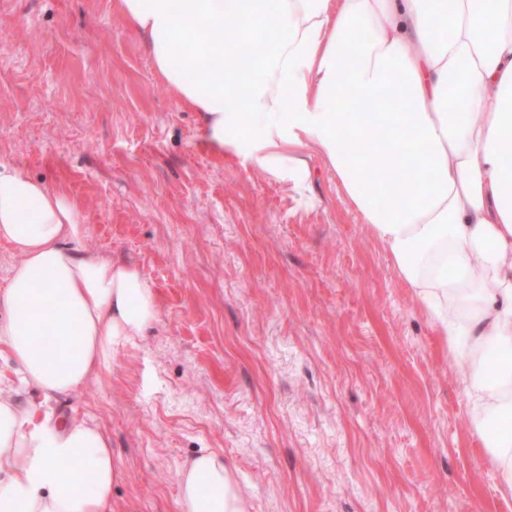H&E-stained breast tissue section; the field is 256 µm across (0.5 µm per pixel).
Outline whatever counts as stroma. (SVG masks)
Masks as SVG:
<instances>
[{
	"label": "stroma",
	"instance_id": "obj_1",
	"mask_svg": "<svg viewBox=\"0 0 512 512\" xmlns=\"http://www.w3.org/2000/svg\"><path fill=\"white\" fill-rule=\"evenodd\" d=\"M0 164L65 190L88 250L137 267L158 323L58 398L121 476L112 512H177L223 454L250 512H512L421 306L339 179L214 148L114 0H0Z\"/></svg>",
	"mask_w": 512,
	"mask_h": 512
}]
</instances>
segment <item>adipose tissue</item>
Returning a JSON list of instances; mask_svg holds the SVG:
<instances>
[{
  "instance_id": "ef3b65f1",
  "label": "adipose tissue",
  "mask_w": 512,
  "mask_h": 512,
  "mask_svg": "<svg viewBox=\"0 0 512 512\" xmlns=\"http://www.w3.org/2000/svg\"><path fill=\"white\" fill-rule=\"evenodd\" d=\"M155 70L201 115L216 147L304 182L320 157L411 289L448 355L474 433L512 496V0H115ZM274 49L226 70L209 35ZM196 47L193 75L172 64ZM355 43L357 61L344 63ZM358 98H350L348 89ZM369 102L371 111L360 109ZM262 127L259 142L243 132ZM376 142L349 159L353 141ZM391 168L365 190L354 172ZM62 190L0 165V243L18 260L0 282V350L39 406L0 393V512H112L120 470L91 421L47 402L76 393L159 320L129 264L89 251ZM234 469L203 451L179 472L178 512H248Z\"/></svg>"
}]
</instances>
